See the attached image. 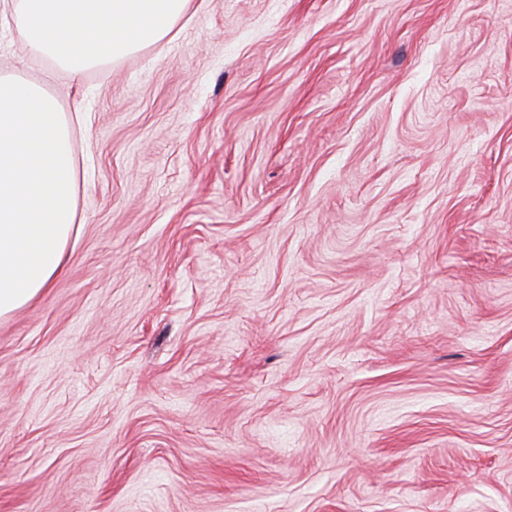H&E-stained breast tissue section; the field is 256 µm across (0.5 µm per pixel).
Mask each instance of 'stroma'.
<instances>
[{"label": "stroma", "mask_w": 512, "mask_h": 512, "mask_svg": "<svg viewBox=\"0 0 512 512\" xmlns=\"http://www.w3.org/2000/svg\"><path fill=\"white\" fill-rule=\"evenodd\" d=\"M65 271L0 318V512H512V0H207L80 85Z\"/></svg>", "instance_id": "obj_1"}]
</instances>
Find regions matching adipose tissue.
Instances as JSON below:
<instances>
[{
	"mask_svg": "<svg viewBox=\"0 0 512 512\" xmlns=\"http://www.w3.org/2000/svg\"><path fill=\"white\" fill-rule=\"evenodd\" d=\"M195 0H0V25L21 23L30 55L72 81L90 69L169 42ZM55 96L17 74L0 76V317L64 271L77 222L70 129Z\"/></svg>",
	"mask_w": 512,
	"mask_h": 512,
	"instance_id": "adipose-tissue-1",
	"label": "adipose tissue"
}]
</instances>
